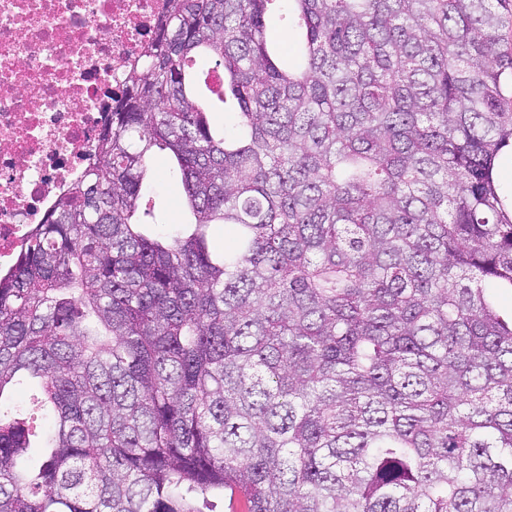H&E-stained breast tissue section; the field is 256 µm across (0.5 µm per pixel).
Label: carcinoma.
Returning a JSON list of instances; mask_svg holds the SVG:
<instances>
[{"label":"carcinoma","instance_id":"carcinoma-1","mask_svg":"<svg viewBox=\"0 0 512 512\" xmlns=\"http://www.w3.org/2000/svg\"><path fill=\"white\" fill-rule=\"evenodd\" d=\"M167 2L83 181L0 271V404L37 388L0 409V512L233 487L248 512H512V4ZM156 148L191 216L169 232ZM268 40L277 46L288 59L289 64L296 61V40L288 33V28L276 14H270L265 19Z\"/></svg>","mask_w":512,"mask_h":512}]
</instances>
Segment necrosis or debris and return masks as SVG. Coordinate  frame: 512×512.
Returning <instances> with one entry per match:
<instances>
[{"label":"necrosis or debris","instance_id":"4bbe7bcc","mask_svg":"<svg viewBox=\"0 0 512 512\" xmlns=\"http://www.w3.org/2000/svg\"><path fill=\"white\" fill-rule=\"evenodd\" d=\"M166 0H0V269L83 177Z\"/></svg>","mask_w":512,"mask_h":512}]
</instances>
